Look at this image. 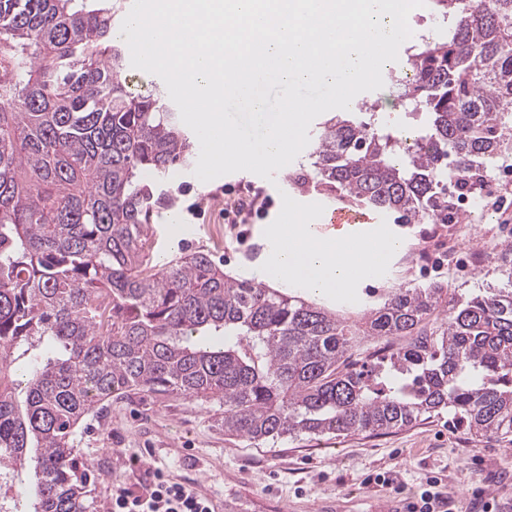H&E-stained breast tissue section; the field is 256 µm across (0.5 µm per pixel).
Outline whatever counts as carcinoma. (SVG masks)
<instances>
[{"label": "carcinoma", "instance_id": "cac0c4a2", "mask_svg": "<svg viewBox=\"0 0 512 512\" xmlns=\"http://www.w3.org/2000/svg\"><path fill=\"white\" fill-rule=\"evenodd\" d=\"M437 5L448 37L409 49L413 79L388 76L424 135L404 148L376 119L332 115L296 187L397 224L459 223L467 187L512 152V0ZM122 13V0H0V501L88 512L79 425L126 392L217 402L224 434L253 441L389 433L444 410L472 439L511 435V279L464 298L392 288L351 324L224 276L204 250L152 264L149 224L176 202L161 185L195 139L159 88L127 90ZM26 466L29 491L15 485Z\"/></svg>", "mask_w": 512, "mask_h": 512}]
</instances>
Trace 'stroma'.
Segmentation results:
<instances>
[{
	"label": "stroma",
	"instance_id": "stroma-1",
	"mask_svg": "<svg viewBox=\"0 0 512 512\" xmlns=\"http://www.w3.org/2000/svg\"><path fill=\"white\" fill-rule=\"evenodd\" d=\"M311 163L309 151H302L269 180L239 171L203 182L192 167L177 170L170 188L178 198L181 221L171 224L164 216L155 217L150 235L156 256L204 249L225 274L254 279L256 266L264 262L256 249L264 244L268 229L286 223L288 209L311 215L325 203L322 196L295 191L288 184L293 171ZM252 190L268 199V208L249 223H231L225 208L240 193ZM463 221L475 227L464 248L488 236L496 241L480 267L461 261L454 269L439 270L433 254L411 263L414 245L434 234L435 227L393 224L388 233L401 238L403 247L384 272L321 296V303L333 310L348 309L357 317L391 288L442 281L452 293L467 296L499 284L503 270L512 268L506 253L512 245V194L498 213L484 212L482 201H474ZM223 415L215 403L139 393L115 399L99 416L87 419L78 450L95 475L88 487L95 512H106L114 477L133 488L152 466L183 485L202 484L204 495L231 502L235 512H317L334 501L342 512H372L377 500L412 498L434 475L441 479L440 492L454 502L451 512H482L491 499L497 512H512V436L472 442L449 425L447 414L387 434H303L274 442L225 435ZM132 452L141 459L139 467L125 465V454ZM379 473L387 475L388 485L375 484Z\"/></svg>",
	"mask_w": 512,
	"mask_h": 512
}]
</instances>
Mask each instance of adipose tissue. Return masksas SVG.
<instances>
[{
	"instance_id": "ef3b65f1",
	"label": "adipose tissue",
	"mask_w": 512,
	"mask_h": 512,
	"mask_svg": "<svg viewBox=\"0 0 512 512\" xmlns=\"http://www.w3.org/2000/svg\"><path fill=\"white\" fill-rule=\"evenodd\" d=\"M272 233L277 246L268 276L317 294L340 292L375 277L396 249L392 239L380 234L353 242L316 241L302 224H277Z\"/></svg>"
}]
</instances>
